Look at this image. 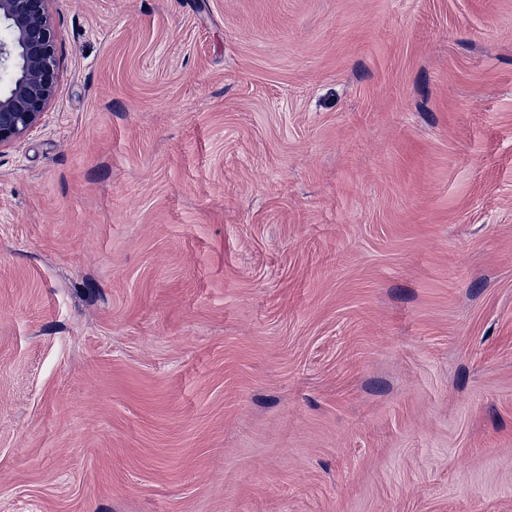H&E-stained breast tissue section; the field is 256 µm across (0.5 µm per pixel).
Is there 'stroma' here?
<instances>
[{
    "label": "stroma",
    "mask_w": 512,
    "mask_h": 512,
    "mask_svg": "<svg viewBox=\"0 0 512 512\" xmlns=\"http://www.w3.org/2000/svg\"><path fill=\"white\" fill-rule=\"evenodd\" d=\"M50 11L0 512H512V0Z\"/></svg>",
    "instance_id": "obj_1"
}]
</instances>
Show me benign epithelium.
Listing matches in <instances>:
<instances>
[{
	"mask_svg": "<svg viewBox=\"0 0 512 512\" xmlns=\"http://www.w3.org/2000/svg\"><path fill=\"white\" fill-rule=\"evenodd\" d=\"M0 68L9 80L0 87V149L36 130L56 95L57 32L49 0H0Z\"/></svg>",
	"mask_w": 512,
	"mask_h": 512,
	"instance_id": "benign-epithelium-1",
	"label": "benign epithelium"
}]
</instances>
